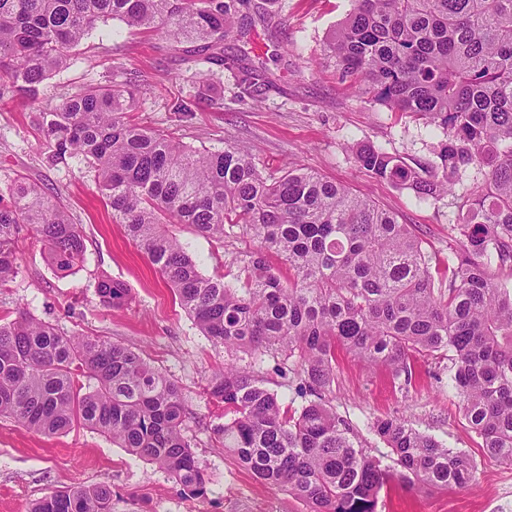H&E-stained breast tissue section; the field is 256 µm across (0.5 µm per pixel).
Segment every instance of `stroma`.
I'll use <instances>...</instances> for the list:
<instances>
[{
    "instance_id": "1",
    "label": "stroma",
    "mask_w": 512,
    "mask_h": 512,
    "mask_svg": "<svg viewBox=\"0 0 512 512\" xmlns=\"http://www.w3.org/2000/svg\"><path fill=\"white\" fill-rule=\"evenodd\" d=\"M254 2L253 9L241 12L244 24L253 28L245 50L265 61L271 79L257 97L240 95L229 72L210 71L200 60H183L153 33L134 32L112 20L98 25L72 62L40 85L36 98L10 91L7 80L0 78V194H7L20 178L58 194L73 222L81 225L86 243L84 262L60 275L48 265L36 233L23 227L20 273L9 288L0 290V315L24 310L65 329L143 351L180 386L187 434L210 479L208 496L192 498L156 464L129 454L99 432L79 428L44 435L0 416V512H27L50 490L103 482L114 492L112 512H308L288 492L254 479L219 444L214 428L224 421V405L210 398L205 386L215 371L247 364L249 354L213 345L202 335L143 251L113 222L95 174L83 160L68 155L47 163L40 118L44 108L88 85L135 83L137 104L127 120L197 149H220L230 142L247 145L267 177L297 166L316 172L410 225L440 267L453 253V226L465 201L486 190L485 176L470 170L452 193L422 200L358 166L354 145L370 144L411 167H436L445 135L415 114L372 102L342 77L327 54L326 37L350 12L352 0ZM261 8L271 24L260 21ZM205 70L211 73L208 82L198 83L197 73ZM190 97L198 101L195 112L179 119L172 107ZM173 230L202 274L231 282L239 277L246 255L258 249L238 233L220 242L186 224ZM104 278L125 283L130 299L124 306L110 310L100 305L95 285ZM416 366L415 385L405 392L385 371L340 355L328 398L356 424L371 455L382 459L388 453L371 430L373 422L403 417L469 454L476 463V479L464 490L384 489L377 512H512V467L484 455L481 438L459 409L447 356L422 355Z\"/></svg>"
}]
</instances>
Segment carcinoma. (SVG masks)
I'll return each mask as SVG.
<instances>
[{
  "label": "carcinoma",
  "instance_id": "carcinoma-1",
  "mask_svg": "<svg viewBox=\"0 0 512 512\" xmlns=\"http://www.w3.org/2000/svg\"><path fill=\"white\" fill-rule=\"evenodd\" d=\"M249 0H0V77L36 98L100 22L153 32L234 75L252 96L265 69L224 42ZM342 76L396 112L441 128L442 174L415 169L373 146L356 149L359 167L416 197L452 191L470 168L487 190L460 223L454 259L435 279L431 258L408 224L304 168L269 179L238 144L199 150L125 121L136 92L87 86L42 110L46 159L86 161L112 219L146 254L215 345L253 353L245 367L214 373L207 394L224 403L216 426L224 448L257 480L282 487L310 512H376L391 481L411 489L465 488L476 465L397 417L373 432L390 449L384 465L363 448L355 426L326 404L337 349L389 370L402 388L414 357L451 353L450 378L485 454L512 466V0H354L327 41ZM189 224L217 240L240 232L257 240L235 286L204 276L169 229ZM31 227L55 269L84 261L79 225L54 196L19 180L0 198V289L20 272L17 239ZM288 263L283 281L262 253ZM100 304L118 308L129 290L96 285ZM296 378L301 407L289 411L255 375L264 357ZM45 435L76 427L106 434L165 470L183 494L207 496L209 478L185 435L179 386L138 352L68 331L24 311L0 316V416ZM28 512H112V486L52 490Z\"/></svg>",
  "mask_w": 512,
  "mask_h": 512
}]
</instances>
